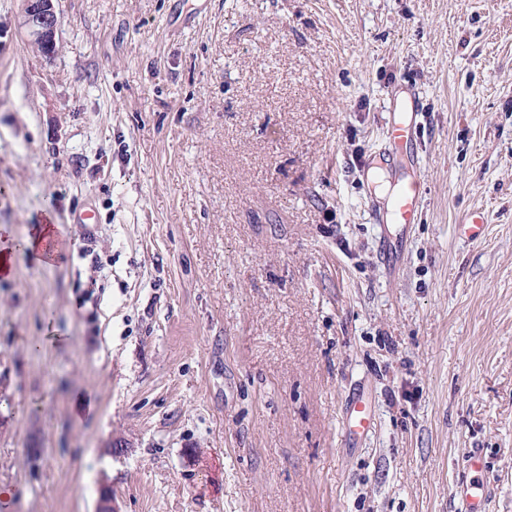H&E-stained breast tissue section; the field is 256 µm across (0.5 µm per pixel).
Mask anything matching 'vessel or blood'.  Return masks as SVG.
I'll return each instance as SVG.
<instances>
[{"mask_svg": "<svg viewBox=\"0 0 512 512\" xmlns=\"http://www.w3.org/2000/svg\"><path fill=\"white\" fill-rule=\"evenodd\" d=\"M420 118L418 93L406 91L402 98L396 100L390 114L387 141L399 149L413 147L420 130ZM423 195L424 185L419 179L403 177L395 180L389 207L380 218L383 252L396 248L417 224ZM345 423L350 436L356 439L371 431L373 413L370 397L362 393L352 397L346 408ZM454 495L465 503L468 512H484V502L489 497L487 489H474L463 479L457 481Z\"/></svg>", "mask_w": 512, "mask_h": 512, "instance_id": "obj_1", "label": "vessel or blood"}]
</instances>
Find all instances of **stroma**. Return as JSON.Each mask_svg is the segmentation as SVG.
I'll return each mask as SVG.
<instances>
[{
	"instance_id": "1",
	"label": "stroma",
	"mask_w": 512,
	"mask_h": 512,
	"mask_svg": "<svg viewBox=\"0 0 512 512\" xmlns=\"http://www.w3.org/2000/svg\"><path fill=\"white\" fill-rule=\"evenodd\" d=\"M55 5L49 57L0 0V226L66 244L0 274V512H459L462 477L512 512V0ZM408 91L400 99L395 100V107L390 113L387 123L386 139L398 149H411L416 142L420 130L419 95L412 87L406 86ZM394 191L389 207L382 216H375L381 228V248L383 255L396 249L399 242L418 224L420 205L424 195L423 182L416 178H398L393 181ZM381 222V223H380ZM392 227L393 232L389 229ZM346 428L354 439L367 435L373 427L372 401L364 393L356 394L346 408Z\"/></svg>"
}]
</instances>
